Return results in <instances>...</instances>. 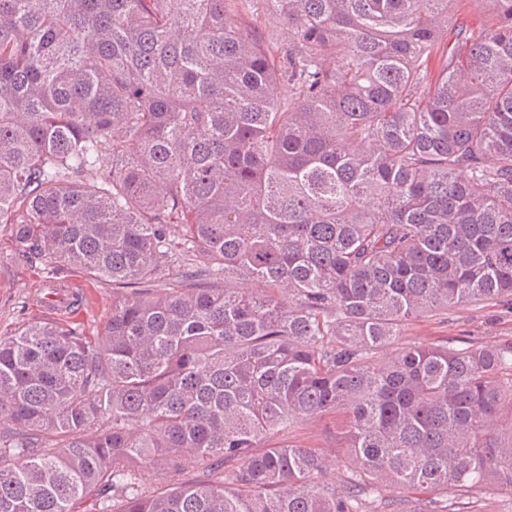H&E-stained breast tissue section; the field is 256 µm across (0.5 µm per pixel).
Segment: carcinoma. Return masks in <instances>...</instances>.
I'll use <instances>...</instances> for the list:
<instances>
[{"instance_id":"obj_1","label":"carcinoma","mask_w":512,"mask_h":512,"mask_svg":"<svg viewBox=\"0 0 512 512\" xmlns=\"http://www.w3.org/2000/svg\"><path fill=\"white\" fill-rule=\"evenodd\" d=\"M259 2L288 46L238 21L254 0H0V226L48 278L113 289L94 342L0 336V512H388L391 488L454 512L512 488V345L392 349L512 309V0L477 29L463 0ZM336 413L339 486L277 442ZM450 495V494H449ZM455 512H512V490L479 484L467 493L448 496Z\"/></svg>"}]
</instances>
